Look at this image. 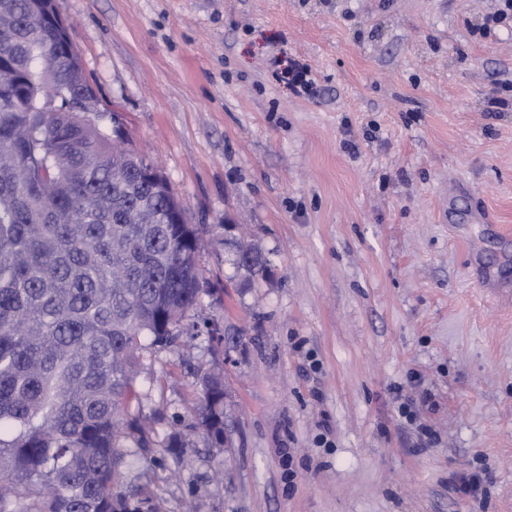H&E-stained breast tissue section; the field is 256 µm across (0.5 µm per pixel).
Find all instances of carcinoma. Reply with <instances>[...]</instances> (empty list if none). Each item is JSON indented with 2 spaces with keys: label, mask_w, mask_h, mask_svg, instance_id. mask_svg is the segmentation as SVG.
I'll return each instance as SVG.
<instances>
[{
  "label": "carcinoma",
  "mask_w": 512,
  "mask_h": 512,
  "mask_svg": "<svg viewBox=\"0 0 512 512\" xmlns=\"http://www.w3.org/2000/svg\"><path fill=\"white\" fill-rule=\"evenodd\" d=\"M36 0H0V50L26 94L0 107V512H164L133 459L188 441L159 439L135 378L146 346L169 349L206 289L198 224H166L174 195L146 162L73 110L93 92L72 41ZM237 268L268 260L242 241ZM196 428L224 451V369L197 364Z\"/></svg>",
  "instance_id": "carcinoma-1"
}]
</instances>
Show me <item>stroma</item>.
Here are the masks:
<instances>
[{
    "label": "stroma",
    "mask_w": 512,
    "mask_h": 512,
    "mask_svg": "<svg viewBox=\"0 0 512 512\" xmlns=\"http://www.w3.org/2000/svg\"><path fill=\"white\" fill-rule=\"evenodd\" d=\"M55 4L100 112L206 228L191 320L234 336L143 351V409L189 446L131 476L165 512H512V25L479 33L497 0ZM228 224L266 275L235 267ZM181 358L224 364L220 455ZM425 393L423 444L398 406ZM288 78V83L298 92H303L307 95H313L314 79L306 65L300 64L296 61L290 62L288 69L285 71Z\"/></svg>",
    "instance_id": "stroma-1"
}]
</instances>
